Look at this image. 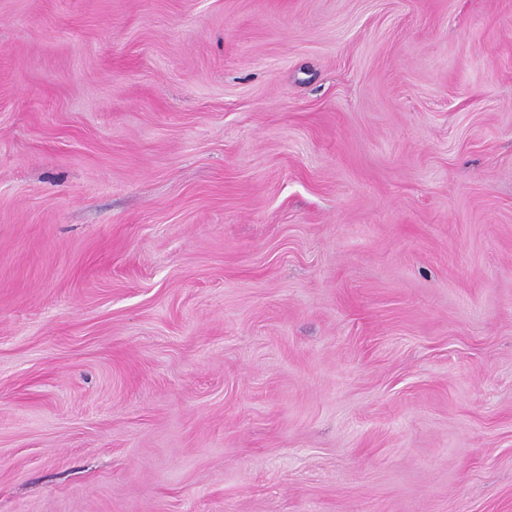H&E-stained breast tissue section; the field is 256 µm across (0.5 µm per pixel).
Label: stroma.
Returning <instances> with one entry per match:
<instances>
[{
    "label": "stroma",
    "mask_w": 512,
    "mask_h": 512,
    "mask_svg": "<svg viewBox=\"0 0 512 512\" xmlns=\"http://www.w3.org/2000/svg\"><path fill=\"white\" fill-rule=\"evenodd\" d=\"M0 512H512V0H0Z\"/></svg>",
    "instance_id": "1"
}]
</instances>
